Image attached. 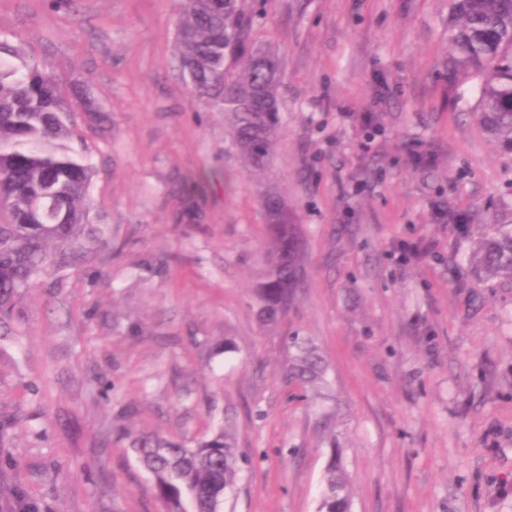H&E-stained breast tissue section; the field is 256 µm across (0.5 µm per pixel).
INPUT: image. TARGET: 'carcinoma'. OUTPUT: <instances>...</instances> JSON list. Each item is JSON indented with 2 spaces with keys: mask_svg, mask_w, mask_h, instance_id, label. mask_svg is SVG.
<instances>
[{
  "mask_svg": "<svg viewBox=\"0 0 512 512\" xmlns=\"http://www.w3.org/2000/svg\"><path fill=\"white\" fill-rule=\"evenodd\" d=\"M263 11L243 14L237 0H181L177 18L179 67L205 112L231 116L235 146L256 173L274 152L281 131L282 60L257 45ZM448 75L479 80L478 122L489 141L512 153V0H448ZM72 105L53 75L22 59L0 40V338L12 334L13 298L47 268H76L85 260L92 166L76 149ZM215 172L192 175L181 195L195 219ZM267 253L255 286L259 318L277 321L293 306L302 281V234L295 216L269 195L262 200ZM477 280L512 279V226L484 224L467 257ZM297 351L288 382L322 379L321 355L308 340L290 337ZM130 451L153 483L164 512H222L238 465L233 425L225 423L188 447L159 434H126ZM345 474L331 464L317 512H349Z\"/></svg>",
  "mask_w": 512,
  "mask_h": 512,
  "instance_id": "1",
  "label": "carcinoma"
}]
</instances>
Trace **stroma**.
Returning <instances> with one entry per match:
<instances>
[{
    "label": "stroma",
    "mask_w": 512,
    "mask_h": 512,
    "mask_svg": "<svg viewBox=\"0 0 512 512\" xmlns=\"http://www.w3.org/2000/svg\"><path fill=\"white\" fill-rule=\"evenodd\" d=\"M260 2L285 93L254 175L182 80L176 0H0V38L95 104L74 120L101 229L80 270L15 299L0 504L20 486L38 512H163L121 432L191 445L228 419L224 512H316L332 463L351 512H512V281L477 283L466 263L475 225H512V154L475 118L477 81L449 82L448 0L238 5ZM420 141L435 169L409 152ZM212 169L227 177L187 223L182 179ZM269 193L304 239L298 297L273 323L253 293ZM439 205L464 223H437ZM297 335L327 365L313 389L286 380Z\"/></svg>",
    "instance_id": "35a3bbf8"
}]
</instances>
